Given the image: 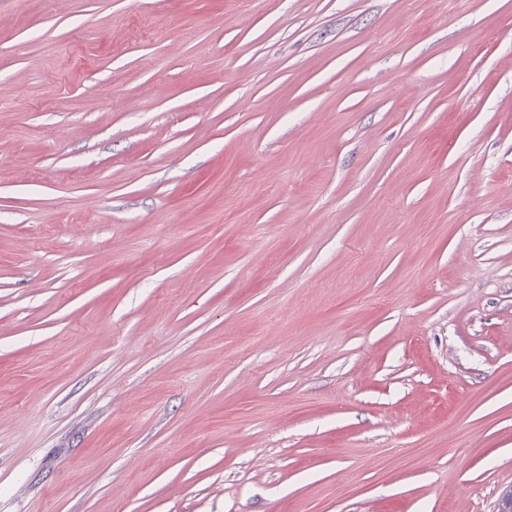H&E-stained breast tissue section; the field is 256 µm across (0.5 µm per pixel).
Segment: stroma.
I'll use <instances>...</instances> for the list:
<instances>
[{"instance_id": "1", "label": "stroma", "mask_w": 512, "mask_h": 512, "mask_svg": "<svg viewBox=\"0 0 512 512\" xmlns=\"http://www.w3.org/2000/svg\"><path fill=\"white\" fill-rule=\"evenodd\" d=\"M512 0H0V512H496Z\"/></svg>"}]
</instances>
